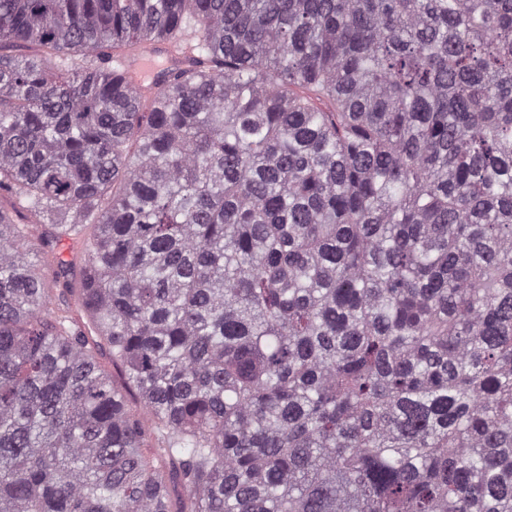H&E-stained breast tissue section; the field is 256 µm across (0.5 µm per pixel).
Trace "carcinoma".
<instances>
[{
  "label": "carcinoma",
  "instance_id": "cac0c4a2",
  "mask_svg": "<svg viewBox=\"0 0 512 512\" xmlns=\"http://www.w3.org/2000/svg\"><path fill=\"white\" fill-rule=\"evenodd\" d=\"M0 512H512V0H0Z\"/></svg>",
  "mask_w": 512,
  "mask_h": 512
}]
</instances>
